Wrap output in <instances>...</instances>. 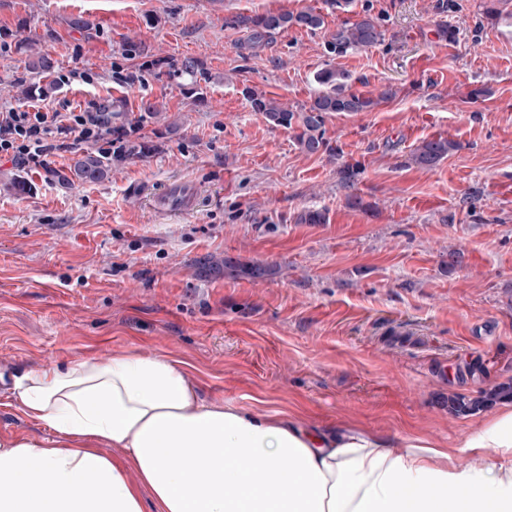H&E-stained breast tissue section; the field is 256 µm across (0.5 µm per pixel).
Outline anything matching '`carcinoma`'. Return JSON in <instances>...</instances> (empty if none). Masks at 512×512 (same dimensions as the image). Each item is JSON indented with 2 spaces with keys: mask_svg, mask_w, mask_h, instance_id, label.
Instances as JSON below:
<instances>
[{
  "mask_svg": "<svg viewBox=\"0 0 512 512\" xmlns=\"http://www.w3.org/2000/svg\"><path fill=\"white\" fill-rule=\"evenodd\" d=\"M230 25L247 31V45H261L285 32L298 27L315 31L325 26L324 17L313 9L300 11L296 14L281 12L267 13L255 16H236L230 20ZM384 33L381 25L369 14H365L354 22H345L331 35V44L341 49H357L372 47L383 40ZM55 67L54 60L47 54H36L28 60V70L41 75L51 72ZM169 68L177 75L195 77L201 71V63L194 58L184 59L180 66L170 64ZM321 84L329 90L318 94L311 103L294 112L265 93L255 88H245V95L253 111L261 113L273 126L289 129L294 133L298 146L308 154L332 152L325 137L326 118L332 113L370 112L382 101L392 97L388 89L377 97L365 96L349 89L350 76L336 69H326L318 75ZM161 113L159 104L149 99L141 101L140 115L133 127L115 128L118 143L115 157L117 160L143 159L157 151L158 146L144 137L136 135V127L148 119H153ZM456 145L443 138L425 140L416 148L412 162L422 168H432L444 160ZM112 171V160L98 153H86L78 157L70 168L71 178L81 183L101 182L109 177Z\"/></svg>",
  "mask_w": 512,
  "mask_h": 512,
  "instance_id": "1",
  "label": "carcinoma"
}]
</instances>
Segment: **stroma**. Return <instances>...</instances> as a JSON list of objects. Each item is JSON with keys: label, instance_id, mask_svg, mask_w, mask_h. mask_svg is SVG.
Wrapping results in <instances>:
<instances>
[{"label": "stroma", "instance_id": "1", "mask_svg": "<svg viewBox=\"0 0 512 512\" xmlns=\"http://www.w3.org/2000/svg\"><path fill=\"white\" fill-rule=\"evenodd\" d=\"M483 0H0V113L112 110L129 125L162 102L179 131L149 121L157 151L114 163L98 183L0 161V441L50 433L24 412L16 377L77 358L134 351L186 362L207 403L293 409L323 427L354 421L417 433L458 451L474 421L448 398L512 380V38L482 17ZM320 10L246 44L230 19ZM380 19L381 43L334 50L337 25ZM86 20L75 28V20ZM140 55L127 56V43ZM54 73L31 77L32 52ZM192 57L207 77H170ZM162 59L161 69L143 62ZM84 80L61 86L71 69ZM353 89L393 97L326 121L333 153L308 155L243 94L253 87L297 111L325 69ZM34 78L45 94L19 98ZM457 148L431 169L423 140ZM356 176L344 184L339 171ZM22 180L27 189L11 190ZM360 197L363 208L348 205ZM310 210L325 214L306 224ZM233 258L273 268L251 279L202 275Z\"/></svg>", "mask_w": 512, "mask_h": 512}]
</instances>
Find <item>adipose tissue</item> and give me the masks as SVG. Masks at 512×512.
<instances>
[{
  "instance_id": "1",
  "label": "adipose tissue",
  "mask_w": 512,
  "mask_h": 512,
  "mask_svg": "<svg viewBox=\"0 0 512 512\" xmlns=\"http://www.w3.org/2000/svg\"><path fill=\"white\" fill-rule=\"evenodd\" d=\"M14 390L53 437L0 442V512H512L507 401L463 441L462 468L421 435L204 402L164 356L76 359ZM452 489L464 494L453 508Z\"/></svg>"
}]
</instances>
